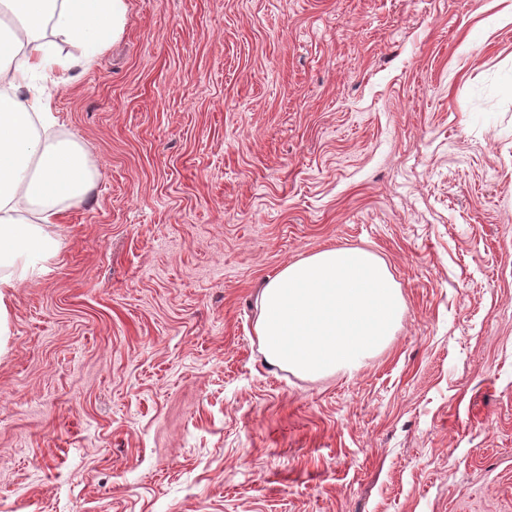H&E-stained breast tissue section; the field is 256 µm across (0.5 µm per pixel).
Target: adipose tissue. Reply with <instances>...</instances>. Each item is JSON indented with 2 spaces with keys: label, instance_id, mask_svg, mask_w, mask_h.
<instances>
[{
  "label": "adipose tissue",
  "instance_id": "1",
  "mask_svg": "<svg viewBox=\"0 0 512 512\" xmlns=\"http://www.w3.org/2000/svg\"><path fill=\"white\" fill-rule=\"evenodd\" d=\"M125 12V0H0V338L30 269L57 256L63 215L99 176L30 79L70 68L61 42L93 61ZM256 310L265 364L318 379L385 349L404 300L376 254L331 247L282 267L260 288Z\"/></svg>",
  "mask_w": 512,
  "mask_h": 512
}]
</instances>
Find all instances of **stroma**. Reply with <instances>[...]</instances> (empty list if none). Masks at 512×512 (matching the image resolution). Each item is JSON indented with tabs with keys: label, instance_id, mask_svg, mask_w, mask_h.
I'll list each match as a JSON object with an SVG mask.
<instances>
[{
	"label": "stroma",
	"instance_id": "35a3bbf8",
	"mask_svg": "<svg viewBox=\"0 0 512 512\" xmlns=\"http://www.w3.org/2000/svg\"><path fill=\"white\" fill-rule=\"evenodd\" d=\"M48 83L99 177L0 347V512H512L502 0H125ZM361 247L405 311L312 380L255 294Z\"/></svg>",
	"mask_w": 512,
	"mask_h": 512
}]
</instances>
